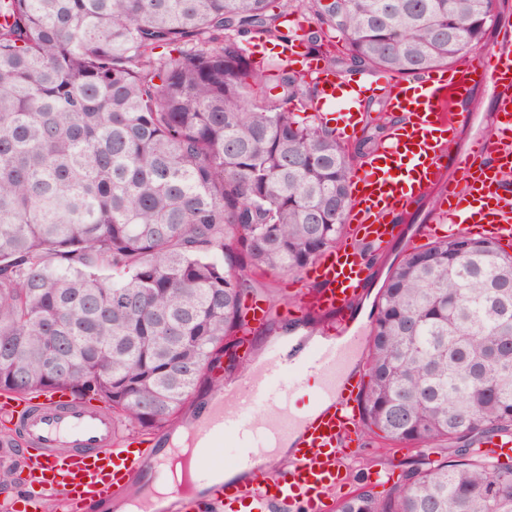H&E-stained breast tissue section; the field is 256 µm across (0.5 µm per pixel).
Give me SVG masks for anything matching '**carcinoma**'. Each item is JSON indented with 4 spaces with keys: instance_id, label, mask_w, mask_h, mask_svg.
<instances>
[{
    "instance_id": "obj_1",
    "label": "carcinoma",
    "mask_w": 512,
    "mask_h": 512,
    "mask_svg": "<svg viewBox=\"0 0 512 512\" xmlns=\"http://www.w3.org/2000/svg\"><path fill=\"white\" fill-rule=\"evenodd\" d=\"M354 71L461 63L501 0H291ZM274 0H0V392L101 400L136 432L179 420L269 272L346 240L355 157L306 114L317 85L243 38L286 43ZM360 416L445 445L385 498L338 512H512V255L454 232L390 272Z\"/></svg>"
}]
</instances>
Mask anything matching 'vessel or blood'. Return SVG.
I'll use <instances>...</instances> for the list:
<instances>
[{
  "label": "vessel or blood",
  "instance_id": "obj_1",
  "mask_svg": "<svg viewBox=\"0 0 512 512\" xmlns=\"http://www.w3.org/2000/svg\"><path fill=\"white\" fill-rule=\"evenodd\" d=\"M283 54L316 75L320 95L316 111L339 105L347 127L364 116L367 99L389 97L390 112L400 120L391 136L368 156L353 179L354 206L349 214V240L319 257L307 270L314 288L302 289L305 309L317 312L348 309L366 280L367 263L359 240L385 249L403 235L398 216L408 202L441 181L450 157L446 134L465 119L459 105L474 84H490L495 92L492 125L454 156L468 178L462 186L442 190L435 211L438 224H462L474 235L494 241L512 239V55L493 50L452 68H436L407 81L385 76L347 80L305 58L298 43ZM366 342L365 337L337 320L328 341L291 361L273 350L260 365L218 390L216 405L199 418L197 443L189 461L196 484L210 485L207 499L187 495L173 484V512H224L239 504L245 512H334L336 490L345 484L349 463L360 445L358 384L346 383L329 407L311 415H294L289 401L305 392L311 379L321 383L317 399L338 388L344 361ZM4 425L17 438L0 443V471L26 467L21 492L0 512H41L46 495L60 501L63 512H88L122 498L139 476H166L171 456L166 449L144 451L143 437L134 434L103 406L67 392L19 397L0 395ZM300 428V437L285 469L266 462L275 438ZM235 437L238 452L232 467L240 477L216 484L224 464L214 448Z\"/></svg>",
  "mask_w": 512,
  "mask_h": 512
}]
</instances>
